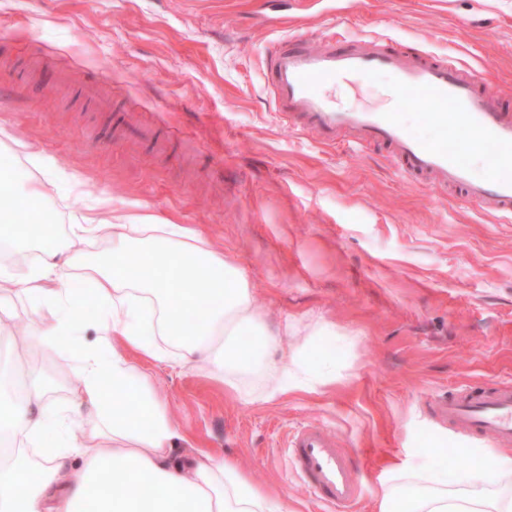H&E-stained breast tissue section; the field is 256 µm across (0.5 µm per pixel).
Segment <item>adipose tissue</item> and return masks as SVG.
Masks as SVG:
<instances>
[{"label": "adipose tissue", "mask_w": 512, "mask_h": 512, "mask_svg": "<svg viewBox=\"0 0 512 512\" xmlns=\"http://www.w3.org/2000/svg\"><path fill=\"white\" fill-rule=\"evenodd\" d=\"M0 242L17 248L28 230L18 216L43 194L14 179L0 181ZM98 212L80 214L67 244L54 236L41 243L35 263L21 274L0 269V314L25 295L51 310V319L29 338L33 347L77 335L85 310L71 282L91 276L102 307L105 334L82 356L67 385L70 412L53 405L42 373L30 371L20 391L0 398V512H86L98 486L96 512H288L273 493L255 486L236 459L197 446L177 447L182 437L131 354L209 377L249 402H268L292 391L312 392L336 381V362H314L312 350L335 326L318 323L291 353L254 305L239 264L185 224H158L149 214L114 215L107 200ZM112 250L90 259L84 245L103 229ZM197 326L185 331L182 321ZM53 439L52 453L36 463L32 446ZM511 459L483 462L464 476L436 477L422 488L384 490L378 512H512ZM119 483L111 490L109 480Z\"/></svg>", "instance_id": "1"}]
</instances>
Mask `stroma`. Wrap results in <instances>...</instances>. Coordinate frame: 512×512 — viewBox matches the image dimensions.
Wrapping results in <instances>:
<instances>
[{"mask_svg": "<svg viewBox=\"0 0 512 512\" xmlns=\"http://www.w3.org/2000/svg\"><path fill=\"white\" fill-rule=\"evenodd\" d=\"M332 28L456 56L512 98V0H0V130L56 164L48 180L5 149L0 170L44 184L26 218L48 216L59 236L77 183L119 210L203 230L270 320L300 334L334 323L315 358L336 359L339 382L262 404L198 368L133 363L194 444L235 456L290 512H321L288 442L322 426L365 474L355 512H376L404 470L422 487L512 455L435 414L464 384L512 381V223L409 183L385 146L326 147L280 122L269 50ZM388 83L329 95L378 106ZM100 316H85L79 342L30 357L58 405Z\"/></svg>", "mask_w": 512, "mask_h": 512, "instance_id": "obj_1", "label": "stroma"}]
</instances>
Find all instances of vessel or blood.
<instances>
[{
    "label": "vessel or blood",
    "mask_w": 512,
    "mask_h": 512,
    "mask_svg": "<svg viewBox=\"0 0 512 512\" xmlns=\"http://www.w3.org/2000/svg\"><path fill=\"white\" fill-rule=\"evenodd\" d=\"M267 73L277 116L317 143L356 149L384 145L411 183L456 191L501 222H512V179L477 176L469 162L473 154L485 161H512V103L490 91L485 74L451 57L407 54L386 39L353 40L335 30L325 33L318 48L278 47L269 55ZM378 73L392 79L391 107L346 110L326 95L337 82ZM412 98L423 104L444 143L421 140L401 122L397 110ZM438 411L469 433L512 444L511 385L466 386ZM288 456L313 499L352 512L362 495V474L324 428L300 426Z\"/></svg>",
    "instance_id": "b4317fda"
}]
</instances>
